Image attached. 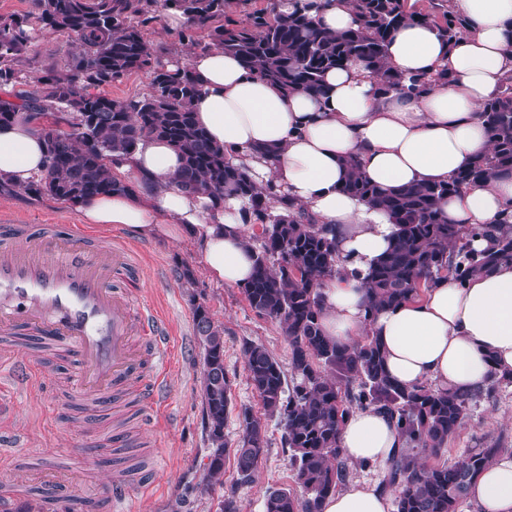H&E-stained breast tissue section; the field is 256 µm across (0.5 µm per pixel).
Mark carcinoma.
Returning a JSON list of instances; mask_svg holds the SVG:
<instances>
[{
    "mask_svg": "<svg viewBox=\"0 0 512 512\" xmlns=\"http://www.w3.org/2000/svg\"><path fill=\"white\" fill-rule=\"evenodd\" d=\"M224 7V0H32L27 14L0 16V86L16 82L38 36L63 33L78 43L68 71H44L37 94L21 98L19 104L0 100V125L14 122L19 113L36 123L64 112L74 128L71 134L39 129L48 167L21 189L75 206L90 197L130 191L132 186L114 174L112 163L145 136L167 141L183 158L177 187L214 201L236 197L242 202L243 219L261 223L253 276L243 291L253 310L281 326L298 382L292 394H286L287 379L279 361L260 344L244 347L246 369L266 414L283 425L303 490L300 496L287 489L267 492L264 512H321L323 500L346 478L340 431L354 411L367 408L389 413L405 437L406 447L386 461L381 485L383 490H398L396 512H459L475 477L504 448L493 442L450 465L431 466L422 457H439L464 424L470 403L482 394L493 395L502 380L493 377L485 389L472 394L435 390L427 384L402 387L389 376L375 337L366 335L342 346L325 336L320 287L337 272L333 225L315 224L295 211L271 183L257 190L229 163L224 148L214 144L195 120L192 103L202 88L191 69L178 61L162 62L141 27L161 11H177L190 28L206 34L203 50L221 48L236 56L249 73L286 90L321 94L327 71L359 60L380 77L383 92L420 96L448 82V69L407 78L385 68L392 34L418 22L433 27L450 45L467 31L468 21L452 11L447 0H429V6L419 11L407 0H354L353 27L332 33L311 13L306 0H295L290 11L280 8V0H268L245 23L224 17ZM138 71L149 78L146 95L116 100L100 92ZM481 113L494 150L446 183L384 191L362 176L357 159L345 161L342 189L385 211L397 225L393 243L368 275V314L418 298L421 290L443 276L462 284L475 273L512 261L511 224L468 231L448 223L442 211L449 196L512 173V77ZM274 198L281 205L276 214L270 206ZM479 235L491 239L492 246L476 252L468 240ZM194 332L202 350L201 393L212 486L224 475V421L232 403L231 384L224 370L223 330L202 303L194 307ZM241 416L235 462L238 480L248 482L268 440L265 426L249 409Z\"/></svg>",
    "mask_w": 512,
    "mask_h": 512,
    "instance_id": "1",
    "label": "carcinoma"
}]
</instances>
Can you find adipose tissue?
<instances>
[{
    "mask_svg": "<svg viewBox=\"0 0 512 512\" xmlns=\"http://www.w3.org/2000/svg\"><path fill=\"white\" fill-rule=\"evenodd\" d=\"M469 21L467 32L446 45L419 23L396 30L385 64L404 76L448 69L447 84L413 95L379 90L376 75L356 61L328 71L324 92H288L246 71L220 49L192 55L189 66L203 92L195 119L223 146L232 164L257 188L274 184L316 223L336 227L338 271L321 286V325L337 344L372 335L386 355V369L404 387L423 383L472 393L491 376H512V262L458 283L439 279L423 297L398 307L367 311V278L390 247L396 226L381 210L342 192L344 162L384 190L448 181L493 144L481 116L512 75V0H451ZM180 154L166 141H139L119 169L138 189L86 199L79 205L89 224H119L143 235L200 239L208 278L227 287L252 277V244L259 227L245 223L235 198L209 197L175 186ZM46 169L43 140L29 124L0 128V179L28 183ZM449 223L468 228L496 225L512 213V174L449 196ZM338 444L346 458L385 462L404 445L395 419L381 410L355 411ZM476 512H512V451L500 453L472 483ZM391 497L353 483L327 497L322 512H391Z\"/></svg>",
    "mask_w": 512,
    "mask_h": 512,
    "instance_id": "adipose-tissue-1",
    "label": "adipose tissue"
}]
</instances>
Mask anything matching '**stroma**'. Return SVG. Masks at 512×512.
Masks as SVG:
<instances>
[{"label":"stroma","instance_id":"35a3bbf8","mask_svg":"<svg viewBox=\"0 0 512 512\" xmlns=\"http://www.w3.org/2000/svg\"><path fill=\"white\" fill-rule=\"evenodd\" d=\"M163 61L173 60L183 50L200 52L201 32L187 24L172 28L167 18L145 27ZM77 48L64 34L38 37L31 45L29 64L20 79L0 89V99L33 95L43 70L65 71ZM8 224H71L82 226L77 207L48 196L32 197L22 190L0 192V222ZM117 235L133 244L131 272L142 303L152 305L165 316L172 330V360L164 377L166 395L162 410H148L134 418L121 411H99L91 401L70 393L62 384L76 369L72 357L42 358V346L26 337L11 341L8 349L43 365L41 379L14 397L12 412L0 415V433H21L18 448L0 455V485L15 482L19 460L31 459L32 469L52 468L60 485L80 490L94 482L108 481L117 464L132 460L153 469L150 489L129 492L134 512H217L226 498H233L240 512H264L267 491L287 489L300 493L291 465L292 451L283 439L284 429L276 419L266 417L260 398L252 388L245 368L246 344L264 345L282 368H289V347L276 322L259 316L249 305L242 289L210 281L202 271L199 247L191 240L174 241L165 236L147 238L124 228ZM189 266L195 285L178 280L177 268ZM205 304L221 326L224 340V368L231 384L232 405L224 421V440L235 447L240 435L239 413L249 408L262 418L268 446L251 483L237 479L233 455L224 457L221 483L206 486L209 443L203 412L200 380L201 347L194 335L193 307ZM124 428L141 437L136 448H116L111 435ZM501 441L512 448V383L501 384L494 397L477 398L469 416L440 456L451 464L484 443ZM97 465L88 468L87 456Z\"/></svg>","mask_w":512,"mask_h":512}]
</instances>
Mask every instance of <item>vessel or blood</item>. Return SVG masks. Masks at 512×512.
Returning <instances> with one entry per match:
<instances>
[{
  "label": "vessel or blood",
  "instance_id": "b4317fda",
  "mask_svg": "<svg viewBox=\"0 0 512 512\" xmlns=\"http://www.w3.org/2000/svg\"><path fill=\"white\" fill-rule=\"evenodd\" d=\"M130 252L109 233L0 224V337L27 334L70 351L79 364L74 388L101 407L129 389L145 406L163 393L170 332L157 310L137 307L127 285ZM37 369L0 362V392L27 386ZM146 481L118 469L94 495L70 490L41 502L40 512H118L130 488Z\"/></svg>",
  "mask_w": 512,
  "mask_h": 512
}]
</instances>
